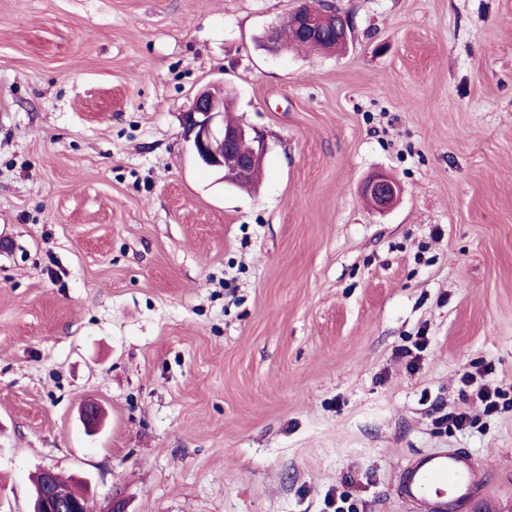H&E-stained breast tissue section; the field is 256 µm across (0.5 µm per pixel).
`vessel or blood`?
I'll return each instance as SVG.
<instances>
[{
	"instance_id": "1",
	"label": "vessel or blood",
	"mask_w": 512,
	"mask_h": 512,
	"mask_svg": "<svg viewBox=\"0 0 512 512\" xmlns=\"http://www.w3.org/2000/svg\"><path fill=\"white\" fill-rule=\"evenodd\" d=\"M483 479L463 452H428L419 456L399 483L401 496L416 512H447L449 502H462L471 512H485Z\"/></svg>"
}]
</instances>
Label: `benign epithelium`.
<instances>
[{
  "label": "benign epithelium",
  "instance_id": "benign-epithelium-1",
  "mask_svg": "<svg viewBox=\"0 0 512 512\" xmlns=\"http://www.w3.org/2000/svg\"><path fill=\"white\" fill-rule=\"evenodd\" d=\"M290 25L305 37L320 40L339 36L348 40L352 34L349 15L330 0L301 4L280 23L272 26L264 37L265 49L278 55L285 50L279 30ZM231 99L226 86L208 85L194 95L188 109L181 114L182 134L194 156L205 166L223 173L224 183L239 187L255 178L256 165L266 150L262 134L228 119L224 107ZM363 195L378 211L389 209L400 194L399 184L386 174L370 177L362 186ZM43 492L34 499L31 512H128L127 500L116 492L108 507L98 511L89 494L74 495L66 500L56 496L51 469L41 470Z\"/></svg>",
  "mask_w": 512,
  "mask_h": 512
}]
</instances>
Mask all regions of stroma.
Wrapping results in <instances>:
<instances>
[{
    "label": "stroma",
    "instance_id": "35a3bbf8",
    "mask_svg": "<svg viewBox=\"0 0 512 512\" xmlns=\"http://www.w3.org/2000/svg\"><path fill=\"white\" fill-rule=\"evenodd\" d=\"M335 3L346 51L274 56L297 0H0V512L44 468L100 512H411L456 449L512 512V0ZM219 80L250 190L181 138ZM362 193L377 211H386L398 198L400 186L388 175L376 174L365 181Z\"/></svg>",
    "mask_w": 512,
    "mask_h": 512
}]
</instances>
